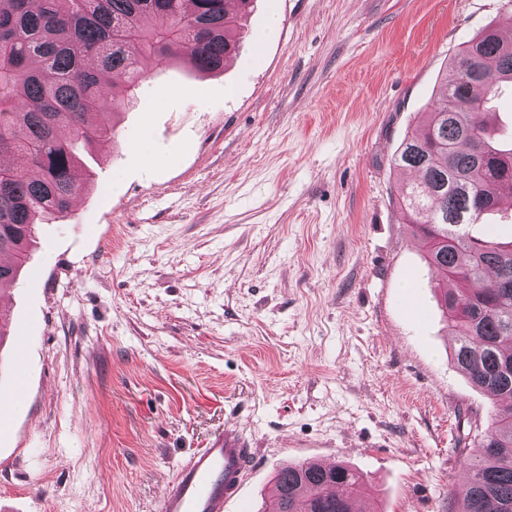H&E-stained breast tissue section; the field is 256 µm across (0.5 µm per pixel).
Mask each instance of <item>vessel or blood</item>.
Here are the masks:
<instances>
[{"label": "vessel or blood", "instance_id": "obj_1", "mask_svg": "<svg viewBox=\"0 0 512 512\" xmlns=\"http://www.w3.org/2000/svg\"><path fill=\"white\" fill-rule=\"evenodd\" d=\"M13 385L8 393H0V414L24 398L30 372L26 345L16 342L13 352ZM255 452L242 433L225 427L208 447L193 453L176 469L167 482L160 504L161 512H225L228 503L238 505V512H249L241 496L242 488L252 472Z\"/></svg>", "mask_w": 512, "mask_h": 512}]
</instances>
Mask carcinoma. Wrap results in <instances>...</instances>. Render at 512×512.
Segmentation results:
<instances>
[{
    "label": "carcinoma",
    "mask_w": 512,
    "mask_h": 512,
    "mask_svg": "<svg viewBox=\"0 0 512 512\" xmlns=\"http://www.w3.org/2000/svg\"><path fill=\"white\" fill-rule=\"evenodd\" d=\"M252 0H0V283L17 281L40 220L68 212L90 184L76 151L114 135L115 98L133 97L151 61L179 58L200 73L224 69L236 49L233 11ZM483 69L464 78L469 55ZM394 157L419 179L401 203L425 244L424 259L453 331V361L494 397L491 423L470 450L458 512H512V244L493 224L471 228L499 197H512L487 132L484 100L512 84V41L494 29L465 42ZM339 486L342 494L327 488ZM374 492L356 469L303 460L280 468L262 512H375Z\"/></svg>",
    "instance_id": "carcinoma-1"
}]
</instances>
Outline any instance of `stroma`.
Segmentation results:
<instances>
[{
	"label": "stroma",
	"mask_w": 512,
	"mask_h": 512,
	"mask_svg": "<svg viewBox=\"0 0 512 512\" xmlns=\"http://www.w3.org/2000/svg\"><path fill=\"white\" fill-rule=\"evenodd\" d=\"M511 14L253 0L222 72L155 63L8 294L31 371L0 512H158L228 423L256 450L251 512L305 459L360 470L383 512H456L459 436L494 402L449 359L392 161L451 55Z\"/></svg>",
	"instance_id": "obj_1"
}]
</instances>
